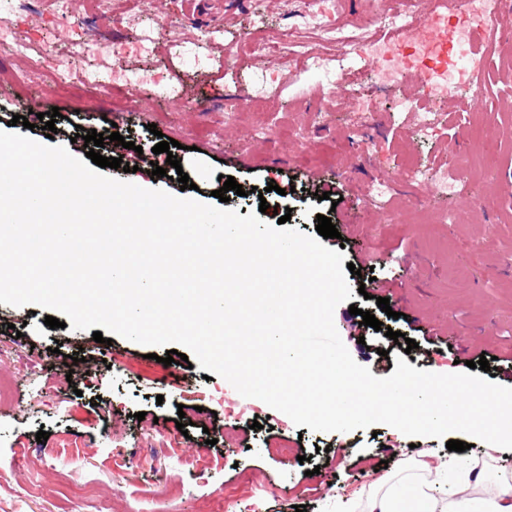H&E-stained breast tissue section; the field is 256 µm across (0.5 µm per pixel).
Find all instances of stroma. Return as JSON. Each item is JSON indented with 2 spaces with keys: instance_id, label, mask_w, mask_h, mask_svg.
Returning a JSON list of instances; mask_svg holds the SVG:
<instances>
[{
  "instance_id": "1",
  "label": "stroma",
  "mask_w": 512,
  "mask_h": 512,
  "mask_svg": "<svg viewBox=\"0 0 512 512\" xmlns=\"http://www.w3.org/2000/svg\"><path fill=\"white\" fill-rule=\"evenodd\" d=\"M312 0H263L264 18L254 23L251 0H203L194 14L184 0H72L58 13L54 0H0V18L8 33L0 37V130L13 115L28 118L16 132L37 141L51 139L84 157L83 143L72 142L77 127L105 132L117 123L126 141L142 151L128 157L133 172L112 170V177L145 188L179 194L176 171L193 185L189 197L218 205L213 195L222 176H231L249 193L231 195L228 206L240 216L260 213L278 222L268 182L292 181L290 227L314 234L318 216H330L339 235L325 239L341 250L346 262L381 257L396 287L381 288L348 275L354 293L334 312L336 329L354 360L377 377L390 376L397 356L416 369L439 374L462 372L481 352L512 351V194L501 184L512 182V40L496 45L484 73L489 95L477 98L461 89L455 98L432 103L443 125L438 136L424 139L414 113L401 109L413 97L406 80L377 94L376 111L358 116L349 110L351 80L367 83L362 58L350 59L335 77L320 72H289L271 56L246 57L237 79L224 75L229 46L241 32L272 35L291 29L297 41L313 49L316 41L299 26L298 17ZM329 18L371 28L391 0H322ZM155 28L154 48L143 51L145 28ZM211 39L202 42L200 31ZM180 41L188 56L171 52ZM31 46L17 54L15 43ZM84 42L87 52L73 56V70L99 65V47L117 46L116 63L136 73L153 70L180 85L176 97L153 88L132 92L117 84L92 91L80 79L53 82L38 72L41 51ZM266 75L270 92L259 104L249 101L252 75ZM59 109L53 137L38 128L39 114ZM156 132H149V125ZM268 135L256 136L259 128ZM181 148L180 168L154 154L159 139ZM460 154L472 158L471 179L458 193L427 191V207L410 203L416 189L403 166L451 163ZM165 168L162 178L140 170V160ZM392 177L385 199L372 196L374 180ZM333 183L343 197L337 208L318 203L312 177ZM390 300L382 312L378 298ZM370 311L382 330L361 325L349 307ZM45 309L0 304V377L15 384L14 398L0 405V512H205L208 499L225 494L232 512H345L373 490L375 476L395 473L424 462L454 465L467 459L487 471L488 482L472 489L477 500L491 498L512 480V450L476 442L464 452L448 450L445 440L412 438L379 424L351 432H316L264 402L241 396L222 377L204 379L200 366L160 364L165 348L114 337L95 342L92 330L50 329ZM424 328L439 329L440 351L426 359L393 348L384 328L407 332V318ZM82 354V362L69 358ZM204 387L212 400L196 407L191 394ZM144 420H137V413ZM189 420L179 431L177 414ZM49 438L37 442L38 431ZM215 445H208V438ZM289 443L291 458L275 448ZM178 450V464L167 459Z\"/></svg>"
}]
</instances>
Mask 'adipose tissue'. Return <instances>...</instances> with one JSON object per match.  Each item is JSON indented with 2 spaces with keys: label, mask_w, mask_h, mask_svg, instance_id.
I'll return each instance as SVG.
<instances>
[{
  "label": "adipose tissue",
  "mask_w": 512,
  "mask_h": 512,
  "mask_svg": "<svg viewBox=\"0 0 512 512\" xmlns=\"http://www.w3.org/2000/svg\"><path fill=\"white\" fill-rule=\"evenodd\" d=\"M442 465H424L422 473L378 482L360 507V512H469L470 491L482 480L481 474L463 472L454 482L452 493L435 496Z\"/></svg>",
  "instance_id": "obj_1"
}]
</instances>
